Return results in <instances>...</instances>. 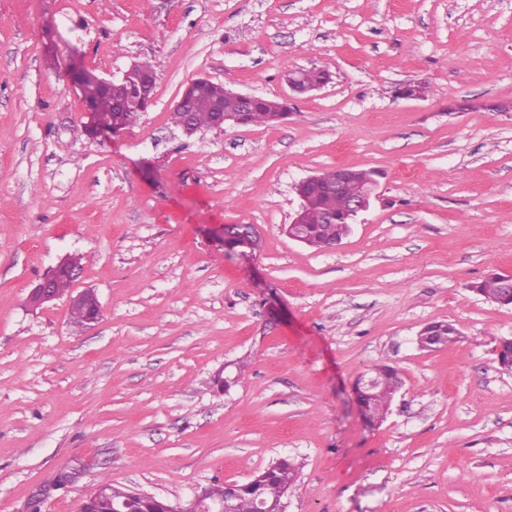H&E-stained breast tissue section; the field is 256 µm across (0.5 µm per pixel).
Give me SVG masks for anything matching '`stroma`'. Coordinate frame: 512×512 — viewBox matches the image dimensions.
<instances>
[{
    "mask_svg": "<svg viewBox=\"0 0 512 512\" xmlns=\"http://www.w3.org/2000/svg\"><path fill=\"white\" fill-rule=\"evenodd\" d=\"M144 60L153 104L89 134L70 64ZM311 67L331 82L292 95ZM199 76L294 114L184 136ZM408 81L425 96L394 98ZM339 166L378 171L380 201L336 249L290 239L296 184ZM227 224L260 248L227 249ZM66 257L79 280L32 308ZM492 272L512 275V0H0V512L77 462L45 512L105 480L182 503L281 457L288 512H512V305L471 289ZM435 321L460 341L422 350ZM379 364L403 386L372 427L354 386ZM92 292V291H91ZM88 291L81 292L78 294L72 302L84 304L85 308L72 305L71 313L74 319V322L78 325L85 324V319L87 316V311L89 313L88 320H86V325L91 326L98 322L101 316V305L95 296L94 293ZM87 310V311H86Z\"/></svg>",
    "mask_w": 512,
    "mask_h": 512,
    "instance_id": "35a3bbf8",
    "label": "stroma"
}]
</instances>
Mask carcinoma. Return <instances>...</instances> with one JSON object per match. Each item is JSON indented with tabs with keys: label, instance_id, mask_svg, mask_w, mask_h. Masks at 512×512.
I'll use <instances>...</instances> for the list:
<instances>
[{
	"label": "carcinoma",
	"instance_id": "obj_1",
	"mask_svg": "<svg viewBox=\"0 0 512 512\" xmlns=\"http://www.w3.org/2000/svg\"><path fill=\"white\" fill-rule=\"evenodd\" d=\"M153 73L152 65L148 62L135 64L126 75V87L131 97L140 96L144 90L142 77ZM331 80L329 71L320 68L307 69L302 74V82L307 85L325 84ZM218 102L226 112H237L240 104L237 99L225 93L221 84L209 82L202 90L193 92L192 112L174 111L171 120L179 128L188 124L193 132L212 127L213 112L211 104ZM243 124L274 126L273 113L270 112V98L260 96L254 102L252 110L244 113ZM376 173L365 169L358 170L357 179L341 191L335 189L336 170L321 173V180L303 189L307 205L304 213V233L307 244L317 249L329 246L334 240L341 238L345 231L347 211L350 198L362 185L374 179ZM505 275L498 274L486 277L472 285L473 290L485 298L501 294L500 283ZM460 337L459 329L449 322H432L418 336V343L425 350H437L457 342ZM371 373L378 380L373 389L369 402L374 414L368 424L373 426L384 421L386 411L394 395L402 387L403 381L399 372L389 365H376ZM298 466L288 458H279L267 468L258 472L252 481L236 486L233 503L235 512H257L260 500L277 507L288 495V490L296 481ZM110 498L95 504L97 512H110L112 499H123L129 490L106 484Z\"/></svg>",
	"mask_w": 512,
	"mask_h": 512
}]
</instances>
